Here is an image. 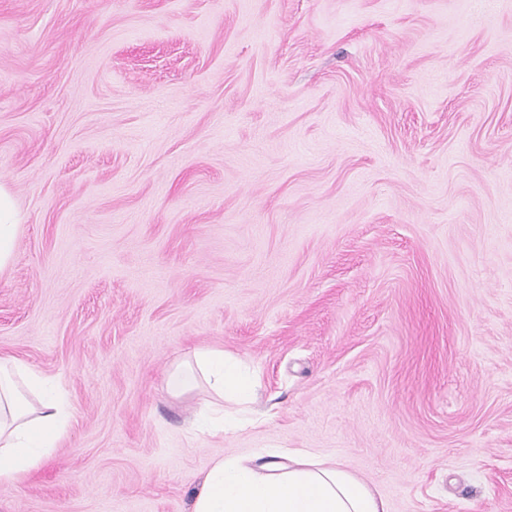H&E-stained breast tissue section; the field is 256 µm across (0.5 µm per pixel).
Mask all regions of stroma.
Here are the masks:
<instances>
[{
  "mask_svg": "<svg viewBox=\"0 0 512 512\" xmlns=\"http://www.w3.org/2000/svg\"><path fill=\"white\" fill-rule=\"evenodd\" d=\"M0 354L74 413L0 512H190L302 450L512 512V0H0ZM220 348L264 423L189 436ZM24 216L18 209L13 193L0 183V271L10 265Z\"/></svg>",
  "mask_w": 512,
  "mask_h": 512,
  "instance_id": "35a3bbf8",
  "label": "stroma"
}]
</instances>
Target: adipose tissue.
I'll return each instance as SVG.
<instances>
[{"mask_svg":"<svg viewBox=\"0 0 512 512\" xmlns=\"http://www.w3.org/2000/svg\"><path fill=\"white\" fill-rule=\"evenodd\" d=\"M24 216L10 188L0 183V271L8 267ZM207 385L214 399L189 423L191 434L223 433L225 401L247 403L253 376L215 348L194 351L170 370L166 389L178 397ZM71 411L28 363L0 357V485L19 486L38 470L66 434ZM191 512H387L384 499L342 463L309 454L271 455L251 462H213Z\"/></svg>","mask_w":512,"mask_h":512,"instance_id":"adipose-tissue-1","label":"adipose tissue"}]
</instances>
